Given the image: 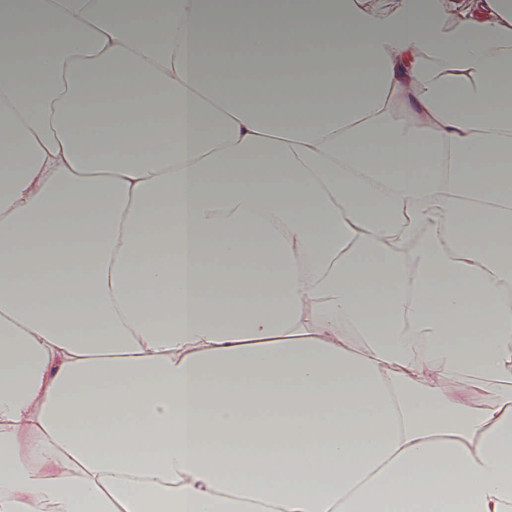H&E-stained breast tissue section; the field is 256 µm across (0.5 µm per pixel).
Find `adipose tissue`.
<instances>
[{
    "instance_id": "ef3b65f1",
    "label": "adipose tissue",
    "mask_w": 512,
    "mask_h": 512,
    "mask_svg": "<svg viewBox=\"0 0 512 512\" xmlns=\"http://www.w3.org/2000/svg\"><path fill=\"white\" fill-rule=\"evenodd\" d=\"M0 512H512V0H0Z\"/></svg>"
}]
</instances>
